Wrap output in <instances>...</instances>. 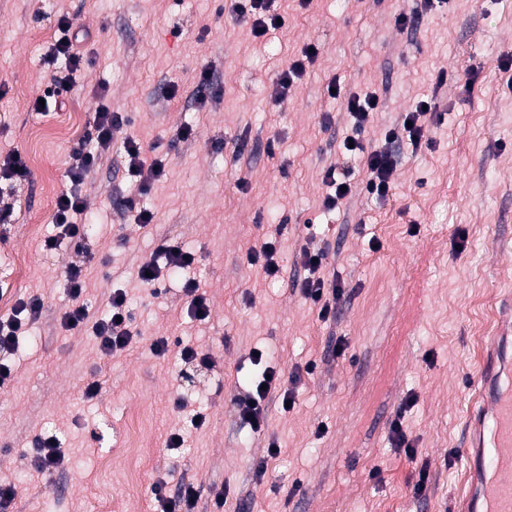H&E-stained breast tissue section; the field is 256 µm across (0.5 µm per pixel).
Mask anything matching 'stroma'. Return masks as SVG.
Instances as JSON below:
<instances>
[{"mask_svg":"<svg viewBox=\"0 0 512 512\" xmlns=\"http://www.w3.org/2000/svg\"><path fill=\"white\" fill-rule=\"evenodd\" d=\"M274 8L283 26L256 38L235 21L232 0H0V153L46 160L15 185L14 212L0 222V318L19 297L44 300L41 320L19 339L14 381L0 392V477L19 487L8 512H31L43 497L56 512H155L150 487L162 474L172 494L194 484L195 512H212L225 484L224 512H457L482 340L512 295V0H448L429 11L420 0H275ZM63 13L84 34L88 62L65 107L39 112L32 100L50 83L45 58ZM309 44L315 62L275 102L280 72ZM205 66L215 92L201 106ZM332 81L341 88L334 98ZM101 86L129 119L83 187L88 314L101 316L124 289L138 333L114 358L90 331L60 329L59 280L78 257L65 243L43 248ZM173 88L177 99L166 101ZM366 92L383 107L364 143H383L386 128L422 100L434 110L432 143L393 144L386 200L359 192L330 211L322 177L352 133L348 97ZM185 122L196 133L181 140ZM129 137L164 163L143 198L154 213L145 228L123 205L136 188L121 153ZM166 237L195 254L188 274L211 300L205 321L188 318L179 283L157 298L139 286L140 263ZM268 239L282 266L276 278L246 259ZM305 245L327 249L324 273L345 286L333 319L319 318L293 288ZM20 254L28 262L16 277ZM163 336L210 349L217 370L179 380L175 353L150 350ZM256 350L273 352L293 403L285 410L270 397L264 433L247 439L232 398ZM98 379L102 395L84 399ZM198 408L208 419L200 429L191 423ZM398 417L415 457L391 441ZM178 432L184 448L167 453ZM50 434L70 463L33 477L31 441ZM424 466L430 480L418 494Z\"/></svg>","mask_w":512,"mask_h":512,"instance_id":"1","label":"stroma"}]
</instances>
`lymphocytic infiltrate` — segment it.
Segmentation results:
<instances>
[{"mask_svg":"<svg viewBox=\"0 0 512 512\" xmlns=\"http://www.w3.org/2000/svg\"><path fill=\"white\" fill-rule=\"evenodd\" d=\"M58 27L61 31L59 40L47 57L49 64L56 70L51 77V84L41 93L42 99L55 98L69 90L74 74L84 64L83 56L73 49L71 33L72 23L68 16H60ZM96 96L99 105L93 119L94 132L87 140L79 142L73 149L65 171L67 187L61 191L56 200L55 226L57 232L45 241L46 249H55L61 240L73 244L76 252H83V241L88 233L86 224L87 203L83 194L84 182L88 174L96 167L102 155L112 146V132L123 125L125 118L121 113L112 111L105 103L107 93L98 90ZM347 109L353 120V143L350 156L360 158L364 168L362 183H353L350 168L333 165L323 174V181L330 192L325 199L328 208L343 205L355 188H362L368 195L384 199L392 189V176L397 160L391 149L399 136H407L412 148H419L427 142L426 110L415 106L403 115L402 125L389 129L380 145H367L360 139V132L371 122L375 112L380 109V100L376 94L364 96L352 95L347 99ZM125 164L139 181V194H147L154 181L163 174L161 160L147 159L141 143L135 139H126L123 143ZM327 254L323 249L303 247L299 265L307 275L296 281L295 286L306 299L319 307L321 319H329L336 312V304L344 295L339 282L328 281L322 268ZM195 262L194 253L183 247L175 239L165 240L155 251L154 256L142 262L137 277L142 286L150 288L152 295L161 294L166 280L175 272L189 268ZM62 286L66 296L60 325L68 331L81 329L84 324H91L98 347L103 355L113 357L123 354L131 347L134 337L132 318L127 308V294L115 290L108 303L106 314L96 321H89L88 310L84 302L86 293V275L83 262L70 263L62 276ZM43 300L31 295L18 298L11 317L0 320V390H5L13 379V370L8 358L14 352L18 339L28 325L37 323L43 313ZM279 373L272 365H265L262 372L253 378L249 388L239 391L233 397L241 427L249 433H262L267 426L265 401L269 392L275 389Z\"/></svg>","mask_w":512,"mask_h":512,"instance_id":"1","label":"lymphocytic infiltrate"}]
</instances>
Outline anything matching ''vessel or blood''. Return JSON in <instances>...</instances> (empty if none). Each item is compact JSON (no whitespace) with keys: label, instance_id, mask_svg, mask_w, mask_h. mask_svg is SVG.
<instances>
[{"label":"vessel or blood","instance_id":"obj_1","mask_svg":"<svg viewBox=\"0 0 512 512\" xmlns=\"http://www.w3.org/2000/svg\"><path fill=\"white\" fill-rule=\"evenodd\" d=\"M512 334V299H504L478 379L481 409L469 420L470 488L460 512H512V368L506 338Z\"/></svg>","mask_w":512,"mask_h":512}]
</instances>
